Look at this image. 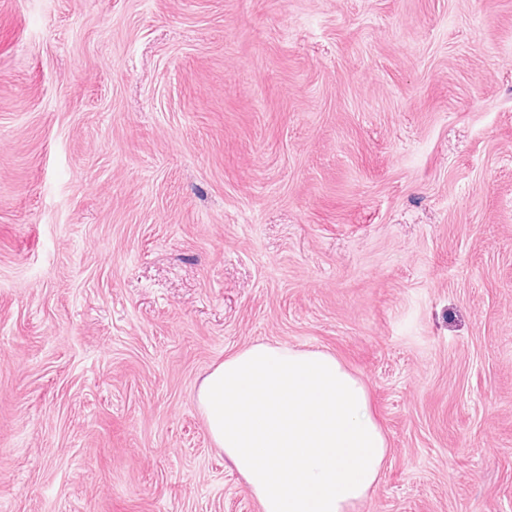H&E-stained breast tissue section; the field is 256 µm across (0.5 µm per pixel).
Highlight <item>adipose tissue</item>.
Instances as JSON below:
<instances>
[{
  "label": "adipose tissue",
  "instance_id": "ef3b65f1",
  "mask_svg": "<svg viewBox=\"0 0 512 512\" xmlns=\"http://www.w3.org/2000/svg\"><path fill=\"white\" fill-rule=\"evenodd\" d=\"M196 399L261 512H358L379 485L387 438L365 384L330 352L252 344Z\"/></svg>",
  "mask_w": 512,
  "mask_h": 512
}]
</instances>
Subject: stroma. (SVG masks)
<instances>
[{
	"label": "stroma",
	"mask_w": 512,
	"mask_h": 512,
	"mask_svg": "<svg viewBox=\"0 0 512 512\" xmlns=\"http://www.w3.org/2000/svg\"><path fill=\"white\" fill-rule=\"evenodd\" d=\"M257 342L365 382L361 512H512V0H0V512H261Z\"/></svg>",
	"instance_id": "1"
}]
</instances>
